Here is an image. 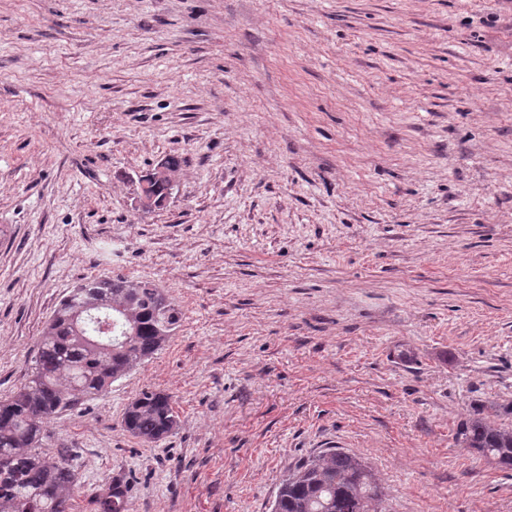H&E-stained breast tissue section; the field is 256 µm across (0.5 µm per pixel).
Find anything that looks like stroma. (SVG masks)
<instances>
[{"label": "stroma", "instance_id": "35a3bbf8", "mask_svg": "<svg viewBox=\"0 0 512 512\" xmlns=\"http://www.w3.org/2000/svg\"><path fill=\"white\" fill-rule=\"evenodd\" d=\"M116 275L183 319L51 420L72 512L117 475L130 512H271L327 448L386 512H512L456 440L512 403V0H0V399ZM146 389L156 443L122 425ZM122 424L132 436L158 442L175 431L178 416L169 394L145 390L127 407Z\"/></svg>", "mask_w": 512, "mask_h": 512}]
</instances>
